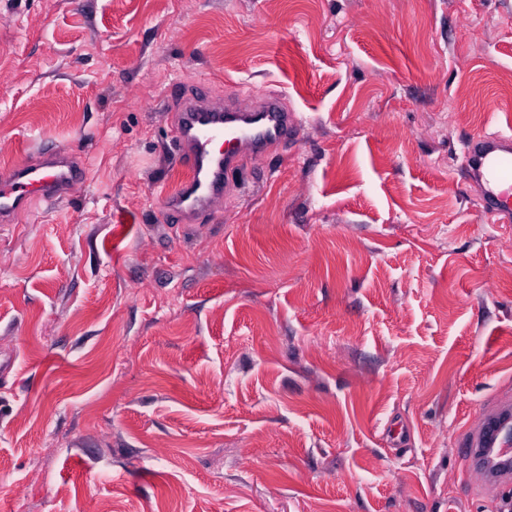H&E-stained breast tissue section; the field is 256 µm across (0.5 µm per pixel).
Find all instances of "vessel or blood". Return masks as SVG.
I'll use <instances>...</instances> for the list:
<instances>
[{"instance_id":"vessel-or-blood-1","label":"vessel or blood","mask_w":512,"mask_h":512,"mask_svg":"<svg viewBox=\"0 0 512 512\" xmlns=\"http://www.w3.org/2000/svg\"><path fill=\"white\" fill-rule=\"evenodd\" d=\"M176 143L183 177L162 198L165 208L183 224L196 223L223 198L244 155L263 156L299 134L297 114L281 94H265L259 104L214 103L200 94L178 92ZM469 179L484 190L483 206L502 218L512 216V128L470 138L464 145ZM86 177L84 166L65 153L42 148L37 162L13 166L0 177V222L13 223L31 201H50ZM495 419L481 420L466 431L462 454L489 485L512 482V470L497 468L512 458V398L499 397Z\"/></svg>"}]
</instances>
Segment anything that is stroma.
<instances>
[{
	"mask_svg": "<svg viewBox=\"0 0 512 512\" xmlns=\"http://www.w3.org/2000/svg\"><path fill=\"white\" fill-rule=\"evenodd\" d=\"M281 93L298 138L199 224L172 85ZM512 0H0V512H501L460 453L512 395ZM464 161L469 179L484 188L483 206L502 218H511L512 128L484 132L464 145ZM86 177L84 166L67 153L43 147L36 163L22 162L0 177V222L12 224L31 201L54 200Z\"/></svg>",
	"mask_w": 512,
	"mask_h": 512,
	"instance_id": "stroma-1",
	"label": "stroma"
}]
</instances>
